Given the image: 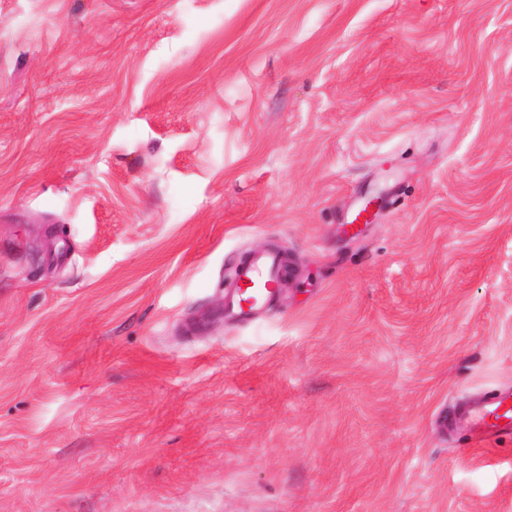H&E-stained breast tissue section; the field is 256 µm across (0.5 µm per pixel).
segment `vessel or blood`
I'll return each mask as SVG.
<instances>
[{
    "label": "vessel or blood",
    "mask_w": 512,
    "mask_h": 512,
    "mask_svg": "<svg viewBox=\"0 0 512 512\" xmlns=\"http://www.w3.org/2000/svg\"><path fill=\"white\" fill-rule=\"evenodd\" d=\"M282 275L283 261L278 251H257L242 259L234 269L239 291L224 298L226 314L240 322L250 321L254 314L272 302ZM471 412L475 421V440L512 436V393L488 392Z\"/></svg>",
    "instance_id": "vessel-or-blood-1"
}]
</instances>
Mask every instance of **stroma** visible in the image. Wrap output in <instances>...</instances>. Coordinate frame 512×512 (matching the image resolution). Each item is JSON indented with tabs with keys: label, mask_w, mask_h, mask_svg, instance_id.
Instances as JSON below:
<instances>
[{
	"label": "stroma",
	"mask_w": 512,
	"mask_h": 512,
	"mask_svg": "<svg viewBox=\"0 0 512 512\" xmlns=\"http://www.w3.org/2000/svg\"><path fill=\"white\" fill-rule=\"evenodd\" d=\"M490 390L512 0H0V512H512ZM283 261L276 250L256 251L242 259L234 269L237 292L224 296V312L240 322L250 321L273 300L283 275ZM474 414L477 441L497 439L504 435L512 436V393L490 391L475 407L464 410Z\"/></svg>",
	"instance_id": "35a3bbf8"
}]
</instances>
